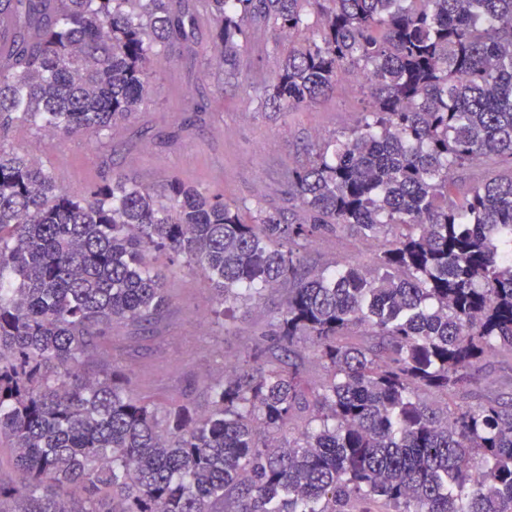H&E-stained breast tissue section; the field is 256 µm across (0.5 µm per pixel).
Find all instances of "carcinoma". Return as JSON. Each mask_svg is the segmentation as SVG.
Listing matches in <instances>:
<instances>
[{"label": "carcinoma", "instance_id": "1", "mask_svg": "<svg viewBox=\"0 0 512 512\" xmlns=\"http://www.w3.org/2000/svg\"><path fill=\"white\" fill-rule=\"evenodd\" d=\"M185 2L0 0V128L112 138L155 62L192 50ZM202 2L216 69L286 37L265 101L297 110L356 73L364 119L288 169L291 220L178 179L82 199L0 143V512H512V402L429 400L512 352V173L454 178L512 157V0ZM345 229L385 238L373 268L313 269ZM153 252L205 275L218 319L288 285L205 410L139 397L104 350L168 307ZM512 169V159L509 157H498L477 163L459 171L455 176L464 183H476L485 181L489 176L495 174H507Z\"/></svg>", "mask_w": 512, "mask_h": 512}]
</instances>
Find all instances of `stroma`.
Masks as SVG:
<instances>
[{"mask_svg":"<svg viewBox=\"0 0 512 512\" xmlns=\"http://www.w3.org/2000/svg\"><path fill=\"white\" fill-rule=\"evenodd\" d=\"M282 56L259 57L242 48L237 75H215L207 55L175 50L152 70L150 88L138 112L112 132L111 139L84 135L57 137L25 122L5 133L16 149L49 170L75 195L122 177L154 192L177 178L225 199L270 211L288 212V185L282 174L302 160V148L341 137L357 126L363 94L350 75L333 93L299 109L266 104L259 80H273ZM382 248L354 230L319 238L317 265L369 266ZM170 297L164 317L150 332L116 324L112 357L121 362L139 396L159 403L192 399L208 403L204 380L233 366L268 334L283 293L264 292L236 309L226 326L210 321L215 304L211 284L196 270L160 258ZM480 381L455 403L475 404L486 396L512 399V354L501 352L479 365Z\"/></svg>","mask_w":512,"mask_h":512,"instance_id":"1","label":"stroma"}]
</instances>
